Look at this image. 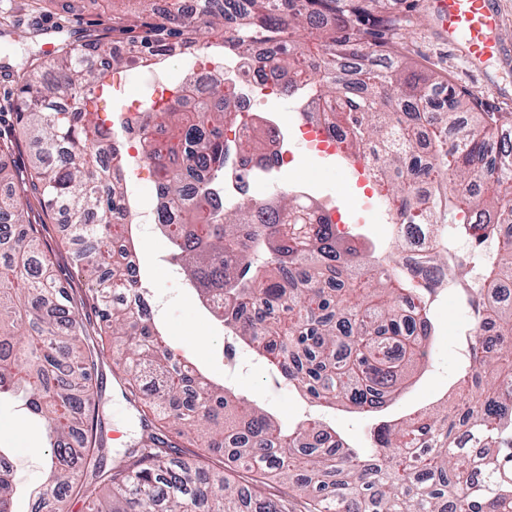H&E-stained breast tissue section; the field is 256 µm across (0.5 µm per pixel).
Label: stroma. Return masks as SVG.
I'll use <instances>...</instances> for the list:
<instances>
[{
    "mask_svg": "<svg viewBox=\"0 0 512 512\" xmlns=\"http://www.w3.org/2000/svg\"><path fill=\"white\" fill-rule=\"evenodd\" d=\"M394 10L402 20L398 41L408 61L431 71L456 89L478 96L483 111L512 114V68L490 60L475 66L460 56L448 42L429 6V0H394ZM142 0H0V17L11 25L0 35V113L17 107V75L22 61L50 64L55 61V44L74 43L87 34L110 29L116 17L143 14ZM257 107L248 117L255 134L267 125L280 126L288 135V148L294 162L283 167L275 179L261 178L251 189L261 198L284 184L300 185L320 203L342 206L344 236L363 247L386 251L391 247L384 212L364 195L352 170L337 162L306 152L297 143L301 124L294 99L251 85L246 89ZM32 223L45 225L46 236L56 242L54 263L65 287L83 289L84 279L72 265L66 246L61 243L65 226L60 215L43 212L38 197L24 203ZM135 252L150 305H162L156 318L171 346L195 362L216 382L227 383L239 397L267 411L287 428L295 427L306 414L321 413L311 400L294 389L276 384L266 368L252 361L249 351L241 358L249 368L234 380H226L224 365L228 359L224 334L213 323L195 289L179 288L175 279L184 271H173L168 264V241L156 230L137 234ZM435 334L431 339L432 360L411 373L381 416L375 417L352 407L324 414L327 423L355 448L370 444V429L377 418L394 419L420 408L438 407L451 400L456 389L454 373L458 360L457 334L469 319L466 309L451 292H444L432 308ZM117 352L106 353L101 361L102 389L98 394L99 411L105 422L104 436L121 460L125 448L141 433L139 416L122 392L113 369ZM42 431L28 422L9 398L0 399V449L12 467L15 481L22 486L38 485L44 473V458L33 459L28 448L44 445Z\"/></svg>",
    "mask_w": 512,
    "mask_h": 512,
    "instance_id": "35a3bbf8",
    "label": "stroma"
}]
</instances>
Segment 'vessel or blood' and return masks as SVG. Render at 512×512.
<instances>
[{
    "label": "vessel or blood",
    "mask_w": 512,
    "mask_h": 512,
    "mask_svg": "<svg viewBox=\"0 0 512 512\" xmlns=\"http://www.w3.org/2000/svg\"><path fill=\"white\" fill-rule=\"evenodd\" d=\"M448 41L470 63L505 58L512 44L500 37L502 16L495 0H432Z\"/></svg>",
    "instance_id": "b4317fda"
}]
</instances>
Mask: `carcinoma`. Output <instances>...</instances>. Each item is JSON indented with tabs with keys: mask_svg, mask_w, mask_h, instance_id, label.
I'll list each match as a JSON object with an SVG mask.
<instances>
[{
	"mask_svg": "<svg viewBox=\"0 0 512 512\" xmlns=\"http://www.w3.org/2000/svg\"><path fill=\"white\" fill-rule=\"evenodd\" d=\"M399 27L391 0H195L193 14L170 0L158 18L115 21L112 33L140 57L166 60L188 45L206 50L205 34L220 29L224 57L293 72L283 92L322 106L343 160L374 152L393 241L413 225L430 238L421 267L396 269L389 255L374 262L344 244L296 188L252 197L267 167L238 170L240 146L227 131L243 124L234 107L243 86L226 72L210 76L191 112L178 97L194 86L192 73L172 100L146 96L141 111L162 116L144 127L155 208L170 215L158 228L202 296L223 295L216 318L236 341L320 406L375 412L410 366L429 361L430 305L448 287L470 317L457 376L467 394L441 411L379 421L371 447L358 449L321 419L282 428L175 353L147 311L140 275L112 254L134 224L130 164L100 117L97 90L108 93L105 71L127 61L94 66L85 45L105 42L97 34L63 51L53 84L41 65L19 75L13 120L33 145L29 178L15 184L0 166V225H10L0 233V398L15 397L46 426L43 483L26 490L36 503L65 512L68 498L106 489L91 512H288L258 485L273 476L296 483L306 512H512V144L499 148L500 163L486 161L490 131L506 116L478 111L413 68ZM30 190L46 211L67 215L71 262L89 293L60 285L43 225L23 219ZM109 345L124 349L125 397L147 408L140 440L111 466L94 396ZM156 418L200 429L201 445L224 449L254 483L177 457ZM21 491L0 453V512H15Z\"/></svg>",
	"mask_w": 512,
	"mask_h": 512,
	"instance_id": "1",
	"label": "carcinoma"
}]
</instances>
